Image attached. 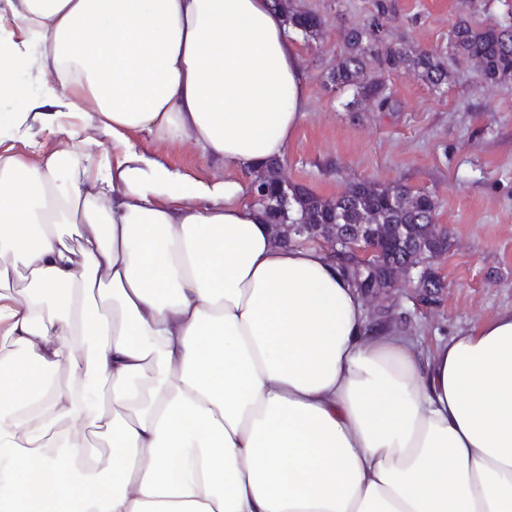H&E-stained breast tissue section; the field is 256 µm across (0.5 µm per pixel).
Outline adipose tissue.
Here are the masks:
<instances>
[{"mask_svg": "<svg viewBox=\"0 0 512 512\" xmlns=\"http://www.w3.org/2000/svg\"><path fill=\"white\" fill-rule=\"evenodd\" d=\"M21 71L29 151L0 149L1 502L512 512V311L423 348L252 200L308 105L272 0H0V88L22 93ZM43 131L85 149L45 151ZM143 132L230 177L148 156ZM96 286L111 315L86 309Z\"/></svg>", "mask_w": 512, "mask_h": 512, "instance_id": "obj_1", "label": "adipose tissue"}]
</instances>
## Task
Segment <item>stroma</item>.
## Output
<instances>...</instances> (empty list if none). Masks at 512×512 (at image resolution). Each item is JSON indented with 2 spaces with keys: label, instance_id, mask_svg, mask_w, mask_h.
I'll use <instances>...</instances> for the list:
<instances>
[{
  "label": "stroma",
  "instance_id": "1",
  "mask_svg": "<svg viewBox=\"0 0 512 512\" xmlns=\"http://www.w3.org/2000/svg\"><path fill=\"white\" fill-rule=\"evenodd\" d=\"M386 36L412 51H437L448 70L442 89L404 67L384 74L394 105L349 108L353 88L329 75L349 30L369 16L372 0H291L292 8L327 20L320 40L302 39L308 77L306 115L280 163L288 183L324 199L369 181L426 192L449 246L433 265L444 289L421 305L403 284L365 297L366 308L409 318V331L432 345L512 310V76L477 84L473 63L447 50L458 19L473 26L512 24V0H392ZM142 150L206 178L224 174L194 146L138 135Z\"/></svg>",
  "mask_w": 512,
  "mask_h": 512
}]
</instances>
